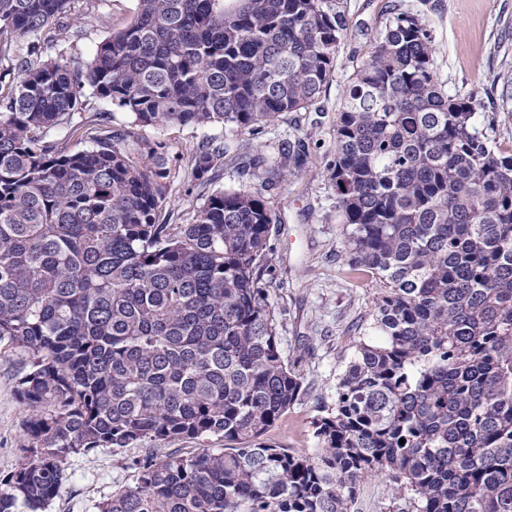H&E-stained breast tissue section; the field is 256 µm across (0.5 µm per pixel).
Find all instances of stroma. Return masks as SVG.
Segmentation results:
<instances>
[{
	"label": "stroma",
	"instance_id": "obj_1",
	"mask_svg": "<svg viewBox=\"0 0 512 512\" xmlns=\"http://www.w3.org/2000/svg\"><path fill=\"white\" fill-rule=\"evenodd\" d=\"M136 0H73L67 59L78 67L112 30L129 24ZM349 30L337 53L336 75L314 112L282 115L260 134V144L279 147L305 142L309 151L300 172H281L271 182L254 181L277 217L270 244L273 267L264 283L278 320L280 353L302 378L298 399L264 439L268 444L315 453L313 420L329 401L336 379L355 352L357 325L369 317L379 286L375 277H351L340 251L345 228L336 222V190L326 167L334 154V126L340 97L390 12L419 15L434 36V61L448 95L475 96L476 126L512 153V112L503 111L504 75L512 76V0H344ZM139 137L164 142L171 170L164 214L171 223H190L216 189L244 182L239 160L226 156L218 177L203 184L191 175L193 158L209 141L227 142L223 126L164 125L137 128ZM27 356L0 346V477L21 455L24 406L17 390ZM138 448L101 449L65 463L66 481L46 512H95L94 506L131 479L130 459ZM351 512H416L410 497L395 495L385 477L365 479Z\"/></svg>",
	"mask_w": 512,
	"mask_h": 512
}]
</instances>
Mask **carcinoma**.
Instances as JSON below:
<instances>
[{"label": "carcinoma", "mask_w": 512, "mask_h": 512, "mask_svg": "<svg viewBox=\"0 0 512 512\" xmlns=\"http://www.w3.org/2000/svg\"><path fill=\"white\" fill-rule=\"evenodd\" d=\"M71 2L0 0V344L29 355L0 512H45L66 457L104 448L145 452L96 512H350L379 475L416 512H512V154L476 128L473 98L445 93L428 24L390 13L336 114L341 254L382 287L310 455L262 440L302 389L262 284L267 202L242 185L160 221L164 143L112 130L86 91L134 127L256 137L317 109L343 0H137L81 68L42 56ZM73 127L91 147L52 137ZM231 151L251 180L306 156L209 142L194 179ZM188 440L189 456L154 452Z\"/></svg>", "instance_id": "1"}]
</instances>
